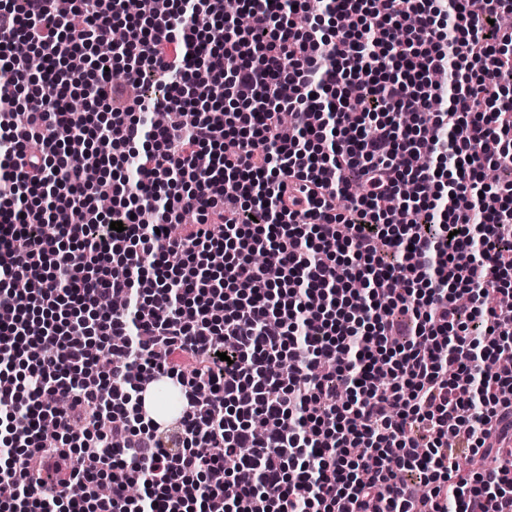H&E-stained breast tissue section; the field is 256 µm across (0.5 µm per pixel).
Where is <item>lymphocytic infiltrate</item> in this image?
Here are the masks:
<instances>
[{"mask_svg": "<svg viewBox=\"0 0 512 512\" xmlns=\"http://www.w3.org/2000/svg\"><path fill=\"white\" fill-rule=\"evenodd\" d=\"M125 3L0 0V512H512V0Z\"/></svg>", "mask_w": 512, "mask_h": 512, "instance_id": "1", "label": "lymphocytic infiltrate"}]
</instances>
